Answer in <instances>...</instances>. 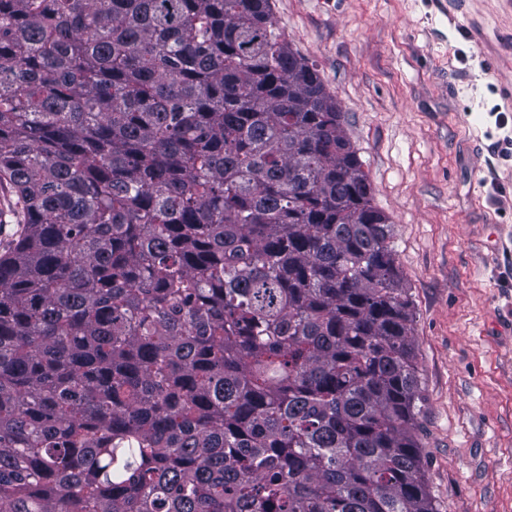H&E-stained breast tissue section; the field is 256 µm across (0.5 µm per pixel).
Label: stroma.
<instances>
[{
	"mask_svg": "<svg viewBox=\"0 0 512 512\" xmlns=\"http://www.w3.org/2000/svg\"><path fill=\"white\" fill-rule=\"evenodd\" d=\"M392 221L437 512H512V0H272Z\"/></svg>",
	"mask_w": 512,
	"mask_h": 512,
	"instance_id": "35a3bbf8",
	"label": "stroma"
}]
</instances>
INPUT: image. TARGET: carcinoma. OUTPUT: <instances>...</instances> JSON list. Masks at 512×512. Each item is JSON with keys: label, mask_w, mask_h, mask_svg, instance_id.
I'll return each instance as SVG.
<instances>
[{"label": "carcinoma", "mask_w": 512, "mask_h": 512, "mask_svg": "<svg viewBox=\"0 0 512 512\" xmlns=\"http://www.w3.org/2000/svg\"><path fill=\"white\" fill-rule=\"evenodd\" d=\"M0 512H435L390 218L270 0H0Z\"/></svg>", "instance_id": "obj_1"}]
</instances>
